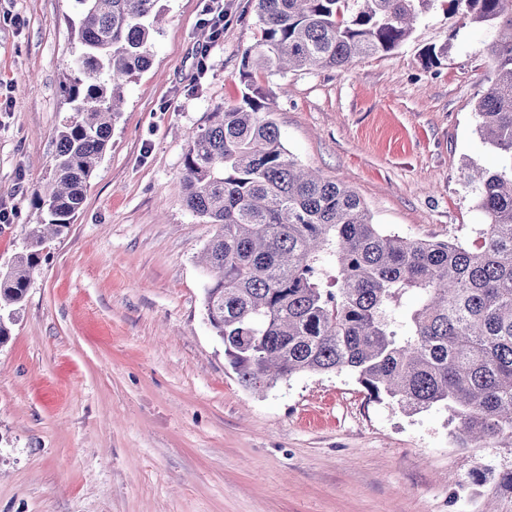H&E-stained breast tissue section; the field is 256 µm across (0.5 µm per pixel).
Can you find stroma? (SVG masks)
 I'll use <instances>...</instances> for the list:
<instances>
[{
  "label": "stroma",
  "instance_id": "35a3bbf8",
  "mask_svg": "<svg viewBox=\"0 0 512 512\" xmlns=\"http://www.w3.org/2000/svg\"><path fill=\"white\" fill-rule=\"evenodd\" d=\"M160 5L151 65L0 345V512H512V448L457 447L443 408L405 413L344 372L240 386L204 318L196 258L215 227L180 178L189 131L240 100L261 30L253 0H224L216 42L200 0ZM75 19L72 0H0V268L39 219ZM495 35L435 0L391 52L253 80L288 152L373 223L469 243L487 217L468 175L498 163L474 112ZM477 466L485 480L451 499Z\"/></svg>",
  "mask_w": 512,
  "mask_h": 512
}]
</instances>
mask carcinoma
Segmentation results:
<instances>
[{
	"label": "carcinoma",
	"mask_w": 512,
	"mask_h": 512,
	"mask_svg": "<svg viewBox=\"0 0 512 512\" xmlns=\"http://www.w3.org/2000/svg\"><path fill=\"white\" fill-rule=\"evenodd\" d=\"M80 52L65 93L40 221L0 270V345L41 255L81 209L128 79L151 64L160 0H74ZM261 38L243 53L239 104L189 136L186 207L216 226L204 248L206 320L246 390L300 373L352 374L409 414L444 406L459 448L512 447V0H448L497 28L476 131L500 162L478 173L488 223L472 242L408 239L372 223L341 182L283 146L257 70L345 69L398 48L434 0H255ZM414 297L401 320L403 297Z\"/></svg>",
	"instance_id": "cac0c4a2"
}]
</instances>
